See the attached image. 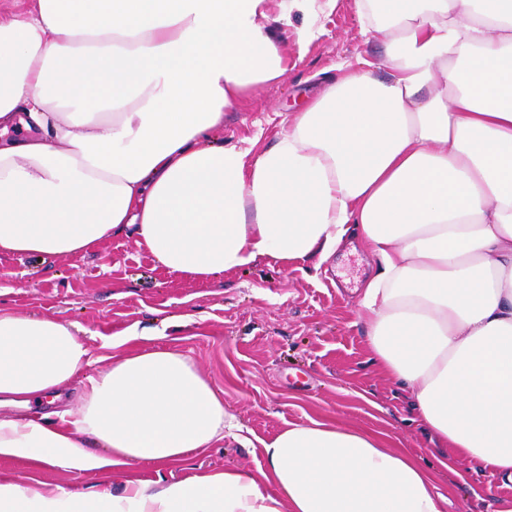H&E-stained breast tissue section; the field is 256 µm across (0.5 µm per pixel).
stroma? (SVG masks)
I'll use <instances>...</instances> for the list:
<instances>
[{
    "label": "stroma",
    "mask_w": 512,
    "mask_h": 512,
    "mask_svg": "<svg viewBox=\"0 0 512 512\" xmlns=\"http://www.w3.org/2000/svg\"><path fill=\"white\" fill-rule=\"evenodd\" d=\"M305 20L289 15L288 79L250 88L244 105L224 114L222 141L258 155L288 130V116L321 91L322 77L342 64L382 54L365 34L354 0H336L319 32L301 37ZM375 265L363 247H341L335 261L282 265L262 259L198 281L165 268L134 238L109 237L70 256L0 254V308L20 316L78 325L97 357L125 352L128 332H147L158 350L175 348L224 392V408L269 441L289 423L332 420L388 436L435 477L448 512H507L512 483L452 456L423 425L411 422L409 400L367 346L359 290ZM262 448L233 438L165 467L146 462L108 471H78L0 455V482L16 479L56 496L119 488L127 480L158 491L190 476L236 468L258 473Z\"/></svg>",
    "instance_id": "obj_1"
}]
</instances>
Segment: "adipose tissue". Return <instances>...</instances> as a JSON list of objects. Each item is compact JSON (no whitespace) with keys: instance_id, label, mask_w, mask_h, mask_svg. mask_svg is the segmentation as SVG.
<instances>
[{"instance_id":"adipose-tissue-1","label":"adipose tissue","mask_w":512,"mask_h":512,"mask_svg":"<svg viewBox=\"0 0 512 512\" xmlns=\"http://www.w3.org/2000/svg\"><path fill=\"white\" fill-rule=\"evenodd\" d=\"M33 0L0 20V254L69 255L133 235L197 280L262 258L327 261L360 237L369 348L415 420L512 482V0H355L380 59L339 67L257 157L224 112L288 77V10L322 0ZM77 326L0 310V455L81 471L158 466L236 429L177 350L106 370ZM80 382L55 428L17 407ZM96 437L100 452L85 447ZM265 469L152 492L48 497L0 483V512H446L433 476L369 432L312 420L263 443Z\"/></svg>"}]
</instances>
